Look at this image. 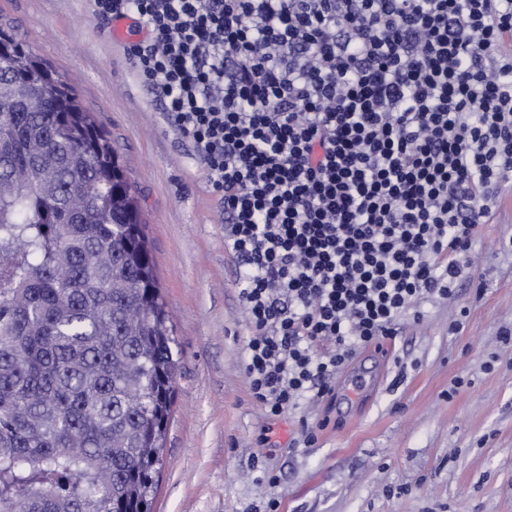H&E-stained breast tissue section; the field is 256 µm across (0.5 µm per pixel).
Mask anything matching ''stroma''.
I'll return each mask as SVG.
<instances>
[{
    "mask_svg": "<svg viewBox=\"0 0 512 512\" xmlns=\"http://www.w3.org/2000/svg\"><path fill=\"white\" fill-rule=\"evenodd\" d=\"M0 23L77 89L141 199L179 357L153 512H512V191L478 226L456 297L406 314L387 357L357 351L345 375L363 398L270 418L244 372L222 211L111 21L86 0H0Z\"/></svg>",
    "mask_w": 512,
    "mask_h": 512,
    "instance_id": "obj_1",
    "label": "stroma"
}]
</instances>
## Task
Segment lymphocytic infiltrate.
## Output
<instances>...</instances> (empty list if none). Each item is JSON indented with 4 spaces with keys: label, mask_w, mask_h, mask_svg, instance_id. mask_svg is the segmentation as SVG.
Instances as JSON below:
<instances>
[{
    "label": "lymphocytic infiltrate",
    "mask_w": 512,
    "mask_h": 512,
    "mask_svg": "<svg viewBox=\"0 0 512 512\" xmlns=\"http://www.w3.org/2000/svg\"><path fill=\"white\" fill-rule=\"evenodd\" d=\"M224 209L253 398L333 395L512 187V0H88Z\"/></svg>",
    "instance_id": "lymphocytic-infiltrate-1"
}]
</instances>
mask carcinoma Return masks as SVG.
<instances>
[{
    "label": "carcinoma",
    "mask_w": 512,
    "mask_h": 512,
    "mask_svg": "<svg viewBox=\"0 0 512 512\" xmlns=\"http://www.w3.org/2000/svg\"><path fill=\"white\" fill-rule=\"evenodd\" d=\"M0 512H152L178 369L142 207L0 24Z\"/></svg>",
    "instance_id": "cac0c4a2"
}]
</instances>
